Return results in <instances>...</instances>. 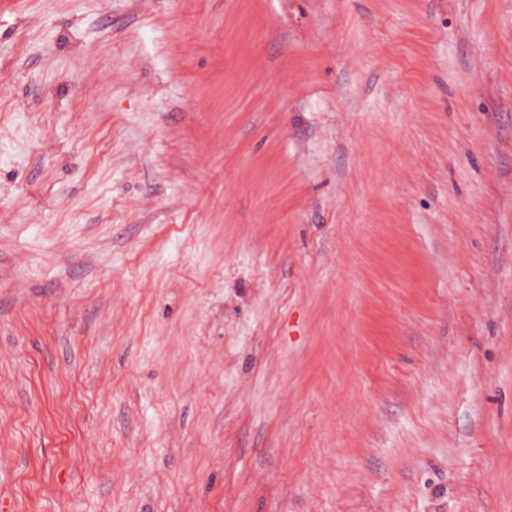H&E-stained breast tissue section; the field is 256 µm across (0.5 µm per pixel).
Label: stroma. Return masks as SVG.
Listing matches in <instances>:
<instances>
[{
    "mask_svg": "<svg viewBox=\"0 0 512 512\" xmlns=\"http://www.w3.org/2000/svg\"><path fill=\"white\" fill-rule=\"evenodd\" d=\"M0 512H512V0H0Z\"/></svg>",
    "mask_w": 512,
    "mask_h": 512,
    "instance_id": "35a3bbf8",
    "label": "stroma"
}]
</instances>
